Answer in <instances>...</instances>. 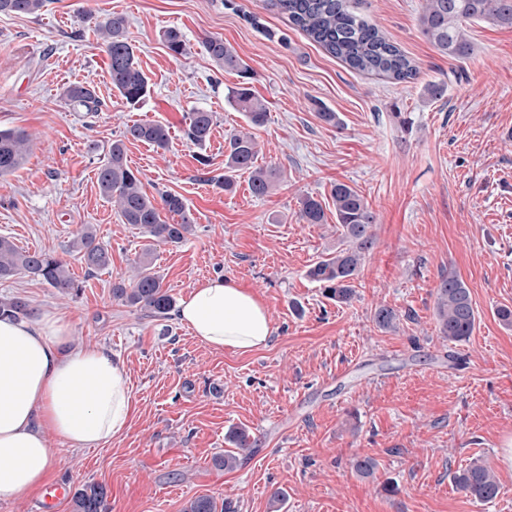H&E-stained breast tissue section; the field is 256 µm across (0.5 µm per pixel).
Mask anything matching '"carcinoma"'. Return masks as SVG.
Masks as SVG:
<instances>
[{
    "mask_svg": "<svg viewBox=\"0 0 512 512\" xmlns=\"http://www.w3.org/2000/svg\"><path fill=\"white\" fill-rule=\"evenodd\" d=\"M270 7L288 15L314 43L349 68L366 74H376L396 81L416 79L418 68L378 28L358 17L349 0H268ZM45 6V0H0V14H36ZM472 20L490 22L512 28V0H424L420 25L422 33L434 48L450 59H465L473 53L465 26ZM104 52L109 59L112 88L131 106L142 103L150 93L149 78L138 64L135 46L125 30V20L109 16L97 25ZM163 40L173 56L186 53L182 33L170 28ZM202 48L221 69L236 72L242 81L227 89L224 99L237 112L243 113L252 128L267 121V107L252 93L250 72L236 51L219 37H207ZM64 98L68 105L96 112L100 101L95 91L82 84L66 87ZM187 139L202 146L209 139L213 114L194 109L187 114ZM127 141H139L166 150L171 142L170 127L156 121H139L126 126L120 138L112 142L107 160L98 168L97 185L100 195L115 207L124 224L144 230L147 238L161 243L177 244L193 231L190 214L184 199L166 192L159 197L149 196L140 179L128 166ZM30 151V138L21 130H0V176L19 169ZM258 142L249 131H235L228 141L224 164V178L219 184L226 190L234 186L238 172L248 174V187L255 197H263L275 186L272 169L257 164ZM332 197L336 224L341 228L343 247L315 262L307 271L308 277L323 286L328 298L347 303L353 296V281L358 276L366 255L374 248L372 232L376 215L365 198L351 186L337 182ZM180 217V222L167 224L161 220L160 210ZM300 219L307 224L324 221L322 204L313 197L301 200ZM71 250L92 273L112 264V253L97 240L93 226L85 225L73 239ZM134 275L129 283L113 285V295L124 303L150 312L156 317L167 316L175 301L162 287V281L153 271L152 247L146 245L133 260ZM23 273L62 294L79 291L81 285L69 272L66 262L46 250L30 252L19 248L12 240L0 236V281H7ZM30 315L27 301L18 295L0 296V318H20ZM436 318L439 332L450 341L461 342L472 335L476 324V310L465 282L450 274L442 277L436 291ZM377 327H394L396 313L381 306L373 315ZM235 448L224 451L216 464L228 471L238 467L241 460L253 452L251 435L245 430L233 434ZM456 487L467 497L478 502L493 501L500 486L491 470L474 463L453 476ZM74 512H107V491L99 484H87L75 489Z\"/></svg>",
    "mask_w": 512,
    "mask_h": 512,
    "instance_id": "carcinoma-1",
    "label": "carcinoma"
}]
</instances>
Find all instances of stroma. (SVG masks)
Returning a JSON list of instances; mask_svg holds the SVG:
<instances>
[{"label": "stroma", "instance_id": "1", "mask_svg": "<svg viewBox=\"0 0 512 512\" xmlns=\"http://www.w3.org/2000/svg\"><path fill=\"white\" fill-rule=\"evenodd\" d=\"M351 5L418 65L417 80L351 70L266 0H47L34 15L0 14V129L32 138L24 167L0 177V235L54 251L81 285L64 297L19 274L0 281V295L64 316L72 345L103 347L125 367L132 413L121 435L89 447L49 439L55 481L105 486L108 512H184L203 495L236 512H512V470L500 460L512 444V327L496 316L512 308V29L468 23L473 53L453 60L423 35L422 0ZM109 14L126 18L149 78L135 108L113 90L97 43L95 22ZM169 28L186 54L168 52ZM207 36L234 48L268 109L256 132L259 165L277 173L267 196H253L244 174L232 190L217 184L225 138L246 121L224 101L239 78L203 51ZM429 83L443 96L429 98ZM72 84L94 88L98 111L65 102ZM195 108L215 115L201 147L184 137ZM142 119L169 125L172 139L165 151L128 143L130 168L148 195H181L194 221L182 243L154 245V271L177 300L216 275L254 293L274 327L266 348L215 351L176 315L149 317L113 297L147 239L102 199L97 169ZM339 181L377 216L347 303L306 275L342 244L330 197ZM307 196L321 200L324 223L300 219ZM86 224L112 254L108 270L88 273L69 250ZM451 273L477 311L460 343L442 338L435 317ZM382 305L397 315L392 329L373 321ZM237 427L255 439L253 455L216 467ZM359 456L375 460L372 475L352 469ZM475 462L501 487L492 502L453 483Z\"/></svg>", "mask_w": 512, "mask_h": 512}]
</instances>
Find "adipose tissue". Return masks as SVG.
I'll return each instance as SVG.
<instances>
[{
    "mask_svg": "<svg viewBox=\"0 0 512 512\" xmlns=\"http://www.w3.org/2000/svg\"><path fill=\"white\" fill-rule=\"evenodd\" d=\"M178 317L217 351L254 352L273 335L265 305L221 277L199 282ZM131 407L121 362L100 347L72 348L61 318L0 320V501L43 485L54 465L48 434L95 446L126 430Z\"/></svg>",
    "mask_w": 512,
    "mask_h": 512,
    "instance_id": "ef3b65f1",
    "label": "adipose tissue"
}]
</instances>
